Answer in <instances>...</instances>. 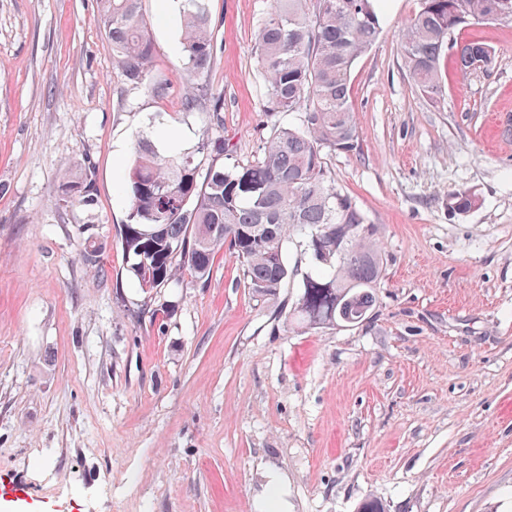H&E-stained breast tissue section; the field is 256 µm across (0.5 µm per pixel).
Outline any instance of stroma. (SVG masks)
<instances>
[{
	"instance_id": "35a3bbf8",
	"label": "stroma",
	"mask_w": 512,
	"mask_h": 512,
	"mask_svg": "<svg viewBox=\"0 0 512 512\" xmlns=\"http://www.w3.org/2000/svg\"><path fill=\"white\" fill-rule=\"evenodd\" d=\"M158 4L142 10L160 97L124 83L98 0H0V512H512V22L460 30L495 60L442 65L435 106L400 60L420 0L381 9L351 71L359 147L326 166L385 276L366 322L301 330L280 315L297 282L257 301L228 251L150 299L126 275L136 134L186 150L205 119L184 109L180 22ZM269 7L209 0L228 165L267 134L253 45ZM87 168L93 204L59 201ZM459 190L469 212L448 207ZM148 299L174 304L163 326L137 316Z\"/></svg>"
}]
</instances>
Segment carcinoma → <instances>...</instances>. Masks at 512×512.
Here are the masks:
<instances>
[{
  "instance_id": "cac0c4a2",
  "label": "carcinoma",
  "mask_w": 512,
  "mask_h": 512,
  "mask_svg": "<svg viewBox=\"0 0 512 512\" xmlns=\"http://www.w3.org/2000/svg\"><path fill=\"white\" fill-rule=\"evenodd\" d=\"M100 18L125 83L148 85L155 54L141 0H99ZM184 69L195 79L186 93L188 112L206 106L203 131L189 151L173 153L143 133L137 136L126 180L128 209L119 231L126 272L152 295L177 288L190 274L209 275L215 256L229 249L254 297L274 301L293 275L283 252L292 231L307 232L317 274L302 276L301 293L286 323L301 329L358 325L372 316L384 260L375 231L355 200L334 187L329 152H353L359 130L350 101L351 70L380 35L374 0H271L255 34L254 54L264 80L272 124L253 159L224 165L223 96L206 83L216 54L207 0H178ZM512 16V0H420L401 40L407 77L432 103L442 100L441 61L453 54L464 74L488 70L493 50L475 39L458 41L465 24ZM92 177H64L57 187L68 205L93 201ZM478 204L468 191L448 195L455 212ZM101 247L83 240V257L101 272ZM172 305L145 303L137 316L153 323Z\"/></svg>"
}]
</instances>
